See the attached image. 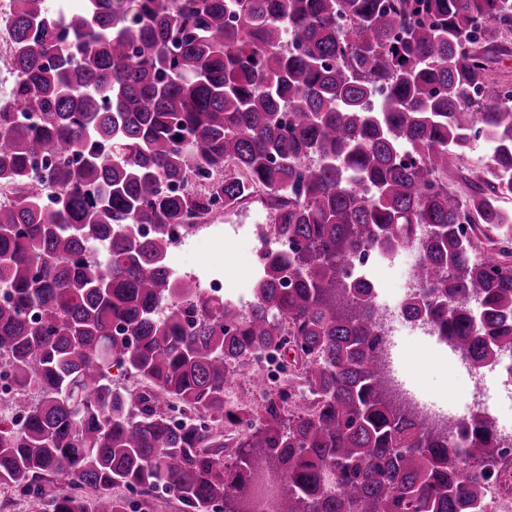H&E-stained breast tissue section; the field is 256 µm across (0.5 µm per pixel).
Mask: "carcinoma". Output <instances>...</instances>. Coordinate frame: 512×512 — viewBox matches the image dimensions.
<instances>
[{
    "mask_svg": "<svg viewBox=\"0 0 512 512\" xmlns=\"http://www.w3.org/2000/svg\"><path fill=\"white\" fill-rule=\"evenodd\" d=\"M6 16L0 358L22 423L0 419V488L43 512H146L158 489L183 512H252L267 470L276 512H492L489 418L465 422L464 462L390 401L352 263L416 250L409 313L474 368L512 348V79L495 66L512 0H8ZM480 139L485 171L465 165ZM258 193L287 250L263 253L249 309L176 280L175 228ZM282 348L288 385L258 375L224 407L251 356ZM255 418L227 442L224 422Z\"/></svg>",
    "mask_w": 512,
    "mask_h": 512,
    "instance_id": "1",
    "label": "carcinoma"
}]
</instances>
